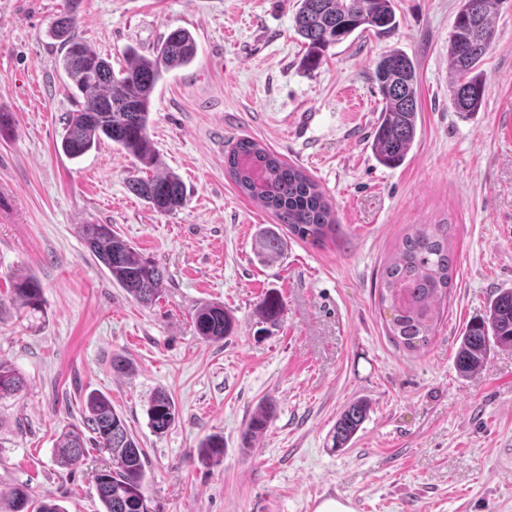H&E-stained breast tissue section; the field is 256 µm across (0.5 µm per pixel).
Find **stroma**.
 I'll use <instances>...</instances> for the list:
<instances>
[{
  "instance_id": "stroma-1",
  "label": "stroma",
  "mask_w": 512,
  "mask_h": 512,
  "mask_svg": "<svg viewBox=\"0 0 512 512\" xmlns=\"http://www.w3.org/2000/svg\"><path fill=\"white\" fill-rule=\"evenodd\" d=\"M296 0H81L76 33L126 66L177 28L197 56L170 72L151 99L150 143L179 176L184 207L160 214L132 193L133 159L104 141L73 159L60 148L82 94L58 66L50 36L64 0H0V360L27 379L0 400V492L17 484L66 512H101L93 448L80 465L55 458L84 400L107 394L144 449L150 512H308L311 498H342L352 512H512V349H492L463 374L456 353L496 291L512 288V0L495 16L482 65L480 111L456 112L448 40L458 0H395L390 37L352 34L315 71L300 65ZM398 48L417 65L415 145L396 168L371 151L383 101L372 73ZM251 137L300 166L336 210L342 234L316 247L286 236L263 260L259 229L273 216L240 194L224 168ZM81 224H109L161 266L163 292L139 305L90 257ZM445 224L454 287L431 343L399 348L380 313L382 269L408 228ZM39 279L45 311L21 314L10 278ZM283 303L277 325L258 305ZM208 302L235 318L219 343L197 335ZM133 365L122 375L114 355ZM163 390L178 416L164 433L148 404ZM356 400L369 412L351 445L329 435ZM264 402L275 415L243 433ZM224 459L204 461L205 438Z\"/></svg>"
}]
</instances>
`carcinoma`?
I'll return each mask as SVG.
<instances>
[{"label": "carcinoma", "mask_w": 512, "mask_h": 512, "mask_svg": "<svg viewBox=\"0 0 512 512\" xmlns=\"http://www.w3.org/2000/svg\"><path fill=\"white\" fill-rule=\"evenodd\" d=\"M65 0L63 16L55 22L54 36L64 49L62 68L84 95L81 108L66 123L61 149L78 158L104 139L112 141L135 161L127 186L160 214L170 213L186 202L177 175L158 174V159L149 140L151 97L164 75L189 65L197 54L194 36L175 29L159 42L151 55L142 56L131 47L125 68L114 73L111 63L75 34L77 3ZM499 0H460L448 44L454 73L452 103L459 113L477 112L485 96L481 63L495 38L492 10ZM296 33L303 38L301 67L314 71L324 62L328 49L355 31L391 34L397 27L393 0H297L293 16ZM373 80L385 101L373 133L371 149L378 163L398 167L404 163L417 132V75L412 59L393 49L376 64ZM229 177L238 191L268 210L277 225L302 240L324 246L336 241L341 225L333 206L318 183L300 168L250 137L239 138L226 155ZM77 232L92 255L117 283L139 304L156 300L164 285L163 271L144 259L119 237L110 224H80ZM259 253L269 259L284 250L282 234L266 229L258 235ZM453 287V255L448 247V225L421 224L402 238L381 274L380 304L391 310L386 320L388 334L404 349L416 352L431 341L448 294ZM11 296L17 308L31 314L44 313L40 281L32 274L15 276ZM283 311L281 299L266 295L259 305L262 319L275 322ZM195 329L211 342L233 334L235 321L224 306L212 302L197 308ZM494 347H512V289L501 288L482 319L467 326L456 356V366L470 373L486 361ZM26 385L10 364L0 361V399L12 396ZM87 426L94 447L108 452L110 463L96 477L102 512H149L142 486L146 479L145 452L130 432L126 419L112 407V400L99 391L85 400ZM368 405L357 400L345 407L332 430V447H347L361 428ZM270 406L252 415L245 438L261 433L273 418ZM150 426L165 432L177 418L171 397L159 390L149 401ZM87 454L84 431L74 426L63 431L55 446L60 464L74 466ZM202 456L215 464L224 458V438L207 437ZM0 512H66L50 501L37 499L25 484L13 486L0 496Z\"/></svg>", "instance_id": "1"}]
</instances>
